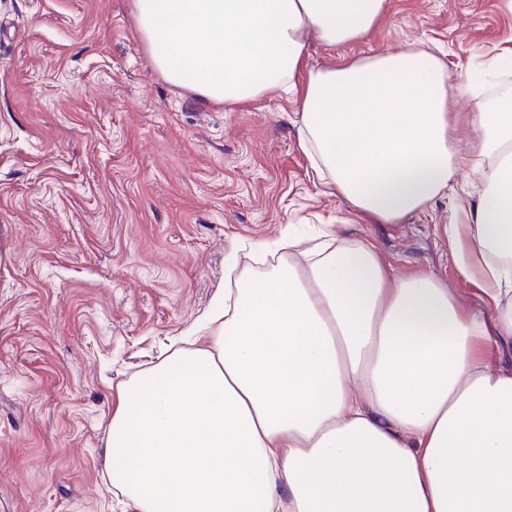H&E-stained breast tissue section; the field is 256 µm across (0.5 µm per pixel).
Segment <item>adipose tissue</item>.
Returning a JSON list of instances; mask_svg holds the SVG:
<instances>
[{"mask_svg": "<svg viewBox=\"0 0 512 512\" xmlns=\"http://www.w3.org/2000/svg\"><path fill=\"white\" fill-rule=\"evenodd\" d=\"M386 0H132L153 66L200 98L295 97L299 145L355 209L399 223L473 160L484 190L449 225L462 272L512 340V98L450 135L446 66L403 48L305 64L374 26ZM179 347L116 390L107 475L133 512H512V374L486 316L430 275L393 278L370 245L326 241L238 271Z\"/></svg>", "mask_w": 512, "mask_h": 512, "instance_id": "adipose-tissue-1", "label": "adipose tissue"}]
</instances>
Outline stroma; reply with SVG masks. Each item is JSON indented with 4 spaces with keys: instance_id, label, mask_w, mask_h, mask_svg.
I'll return each mask as SVG.
<instances>
[{
    "instance_id": "35a3bbf8",
    "label": "stroma",
    "mask_w": 512,
    "mask_h": 512,
    "mask_svg": "<svg viewBox=\"0 0 512 512\" xmlns=\"http://www.w3.org/2000/svg\"><path fill=\"white\" fill-rule=\"evenodd\" d=\"M305 42L311 67L437 52L466 112V76L512 49V0H388L359 39ZM297 108L169 83L131 0H0V512H129L104 472L116 389L210 309L242 248L295 238V258L329 224L483 310L445 232L483 190L472 166L454 175L466 195L380 224L315 178Z\"/></svg>"
}]
</instances>
